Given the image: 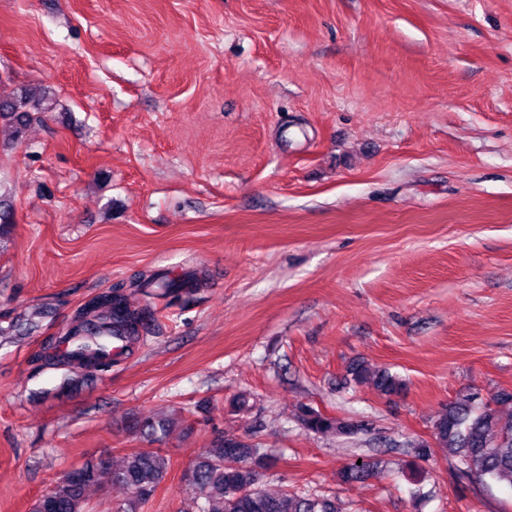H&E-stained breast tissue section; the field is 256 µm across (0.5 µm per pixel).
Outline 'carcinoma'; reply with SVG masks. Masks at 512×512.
Listing matches in <instances>:
<instances>
[{"label": "carcinoma", "mask_w": 512, "mask_h": 512, "mask_svg": "<svg viewBox=\"0 0 512 512\" xmlns=\"http://www.w3.org/2000/svg\"><path fill=\"white\" fill-rule=\"evenodd\" d=\"M57 100L46 87L29 85L12 93H0V123L11 130L12 142H23L31 124L47 112L55 111ZM137 291L159 298H179L184 283L161 273L141 275ZM148 315L145 308H134L128 302L123 286L93 300L80 316L63 342L76 346L66 359L80 368H106L112 361L110 339L112 322L129 329L130 340L139 336ZM358 382L369 380L380 392H398L401 382L386 370H376L364 363L350 368ZM512 403V388L500 387L483 398L470 394L452 402L438 415L432 426V438L442 448H451L457 470L471 477L512 490V419L504 422L497 406ZM302 425L309 431H334L350 438L357 437L361 426L353 421L333 419L311 407L299 408ZM169 424L163 420L145 424L150 441L161 440ZM269 455L263 448L235 437L215 442L187 475L188 485L196 492L184 499L181 512H339L336 499L309 492L280 491L270 493L259 486V469L267 465ZM170 465L160 448H138L124 455L120 463L83 464L75 479L56 481L51 499L37 501L33 512H90L86 491L91 486H119L131 492L133 499L125 512H136L155 492ZM373 471L367 459L347 463L340 472L345 484L361 482Z\"/></svg>", "instance_id": "1"}]
</instances>
